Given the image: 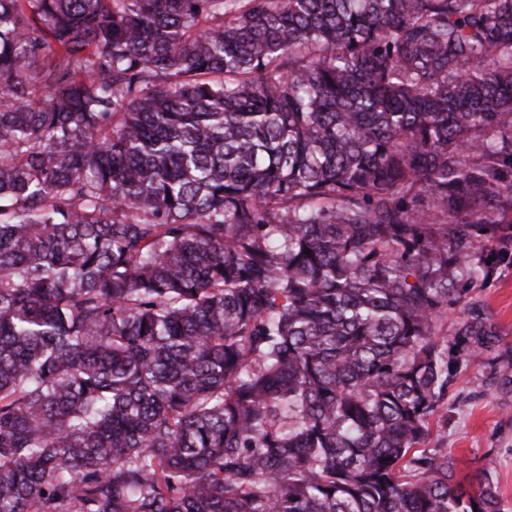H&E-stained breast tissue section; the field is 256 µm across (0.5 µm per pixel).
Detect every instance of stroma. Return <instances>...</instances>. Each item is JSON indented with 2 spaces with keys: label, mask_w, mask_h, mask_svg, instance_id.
I'll use <instances>...</instances> for the list:
<instances>
[{
  "label": "stroma",
  "mask_w": 512,
  "mask_h": 512,
  "mask_svg": "<svg viewBox=\"0 0 512 512\" xmlns=\"http://www.w3.org/2000/svg\"><path fill=\"white\" fill-rule=\"evenodd\" d=\"M496 331L495 368L464 367L448 390V408L432 423L430 447L448 449L459 480L477 486L484 456L497 460L492 475L505 512H512V266H501L471 292Z\"/></svg>",
  "instance_id": "1"
}]
</instances>
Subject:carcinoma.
Instances as JSON below:
<instances>
[{"mask_svg":"<svg viewBox=\"0 0 512 512\" xmlns=\"http://www.w3.org/2000/svg\"><path fill=\"white\" fill-rule=\"evenodd\" d=\"M505 262L512 0H0V512H505ZM470 296L484 308L496 331L495 379L489 367L471 363L448 389V412L432 422L430 448H448L457 459L458 479L477 489L484 456L497 459L492 474L506 512H512V266L502 265L487 283L478 282Z\"/></svg>","mask_w":512,"mask_h":512,"instance_id":"cac0c4a2","label":"carcinoma"}]
</instances>
